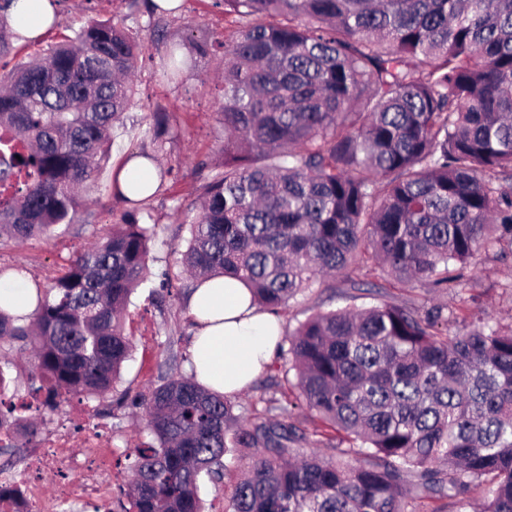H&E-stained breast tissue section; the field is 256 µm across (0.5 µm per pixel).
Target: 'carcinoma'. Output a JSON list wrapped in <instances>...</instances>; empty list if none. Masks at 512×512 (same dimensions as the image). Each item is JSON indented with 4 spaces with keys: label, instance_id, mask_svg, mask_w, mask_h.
Wrapping results in <instances>:
<instances>
[{
    "label": "carcinoma",
    "instance_id": "cac0c4a2",
    "mask_svg": "<svg viewBox=\"0 0 512 512\" xmlns=\"http://www.w3.org/2000/svg\"><path fill=\"white\" fill-rule=\"evenodd\" d=\"M232 29L197 40L222 51L224 162L199 195L182 263L195 281L233 276L278 314L340 275L381 269L399 284H464L483 245H512V0H222ZM20 0H0V59L27 41ZM185 43L170 42L167 81ZM141 43L123 20H96L0 79V245L79 221L112 129L133 96ZM168 112L152 113L161 151ZM154 228L127 213L49 285L27 317L0 297V351L28 363L56 408L114 390L132 344L121 313L151 272ZM28 287L0 268V288ZM442 309L397 304L317 311L279 343L265 414L248 417L193 378L129 396L153 436L127 455L126 512H203V478L254 450L227 512H406L409 496L456 512H512V328L448 336ZM295 371L296 393L288 394ZM303 408L320 443L304 455ZM4 448L39 434L25 405L0 402Z\"/></svg>",
    "mask_w": 512,
    "mask_h": 512
}]
</instances>
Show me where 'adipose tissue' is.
<instances>
[{
	"mask_svg": "<svg viewBox=\"0 0 512 512\" xmlns=\"http://www.w3.org/2000/svg\"><path fill=\"white\" fill-rule=\"evenodd\" d=\"M249 288L220 277L192 298L191 314L202 322L191 347L198 380L225 394L244 389L268 363L281 337L278 321L250 306Z\"/></svg>",
	"mask_w": 512,
	"mask_h": 512,
	"instance_id": "obj_1",
	"label": "adipose tissue"
}]
</instances>
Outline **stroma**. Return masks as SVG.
Instances as JSON below:
<instances>
[{"label":"stroma","instance_id":"obj_1","mask_svg":"<svg viewBox=\"0 0 512 512\" xmlns=\"http://www.w3.org/2000/svg\"><path fill=\"white\" fill-rule=\"evenodd\" d=\"M179 9L166 16L168 38L186 40L207 37L224 39V6L219 0H179ZM56 23L34 41L19 43L7 57L8 66L28 60L48 46L74 37L94 20L124 18L126 25L144 37L141 64L134 75L136 93L112 132L111 157L91 188L85 205V222L57 227L49 236L21 244L0 246V266L25 267L30 278L47 284L61 275L77 254L90 247L99 235L119 223L122 215L136 211L143 223L157 227L153 246L155 266H170L181 273L178 252L186 246L189 226L195 217L192 204L211 175L210 164L223 158L224 130L218 122L223 102V83L217 61L206 58L187 70L181 83L164 82L158 75L165 44L150 40L153 20L147 10L129 13L126 0H55ZM171 113L175 121L163 152L155 165L167 173L165 191L139 208H132L114 193L113 179L130 154L152 151L147 134L150 115L157 110ZM474 273L468 285L435 290L427 283L413 282L403 289L375 291L370 287L350 288L337 277L326 278L320 286L297 296L288 310L279 314L283 332L293 331L314 311L339 308H368L382 303L405 305L420 311L443 310L449 333L472 328L482 320L503 328L512 327V252L499 247H482L470 261ZM156 279L140 285L131 296L124 316V328L133 342L131 358L121 369L117 391L143 393L163 380L188 375L189 353L194 328L188 311L187 290L173 287L170 294L157 296ZM95 411H111L112 427L103 441L119 464L114 467V488L130 479L124 462L147 434L139 417L114 408L111 399L94 400ZM221 482L204 481L200 489L204 512H225L234 484L250 463L242 449L223 458Z\"/></svg>","mask_w":512,"mask_h":512}]
</instances>
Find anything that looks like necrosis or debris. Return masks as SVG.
<instances>
[{"label": "necrosis or debris", "mask_w": 512, "mask_h": 512, "mask_svg": "<svg viewBox=\"0 0 512 512\" xmlns=\"http://www.w3.org/2000/svg\"><path fill=\"white\" fill-rule=\"evenodd\" d=\"M109 427L105 419L87 425L82 408H75L67 424L40 438L26 471L10 481L12 499L0 503V512H64V505L75 499L85 503L87 512H111L112 465L108 454L100 449L101 438ZM79 436L84 439L86 452L80 457L70 456L67 449ZM45 470L60 475L77 471L84 479L78 485L59 483L50 496L39 481L40 472Z\"/></svg>", "instance_id": "1"}]
</instances>
